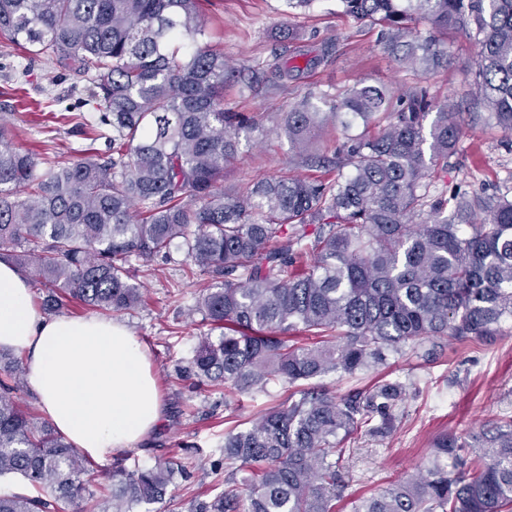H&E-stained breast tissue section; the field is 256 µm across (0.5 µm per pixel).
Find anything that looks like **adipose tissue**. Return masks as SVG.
Returning a JSON list of instances; mask_svg holds the SVG:
<instances>
[{
    "mask_svg": "<svg viewBox=\"0 0 512 512\" xmlns=\"http://www.w3.org/2000/svg\"><path fill=\"white\" fill-rule=\"evenodd\" d=\"M0 348L22 355L41 412L88 457H118L160 425L163 405L141 342L111 319L44 314L6 257H0Z\"/></svg>",
    "mask_w": 512,
    "mask_h": 512,
    "instance_id": "obj_1",
    "label": "adipose tissue"
}]
</instances>
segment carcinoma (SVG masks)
<instances>
[{"label":"carcinoma","instance_id":"1","mask_svg":"<svg viewBox=\"0 0 512 512\" xmlns=\"http://www.w3.org/2000/svg\"><path fill=\"white\" fill-rule=\"evenodd\" d=\"M343 12L382 27L383 48L407 70L448 66L444 38L474 41L475 117L512 133V0H340ZM0 34L91 86L98 116L72 132L84 157L23 150L0 122V250L32 277L41 309L70 302L106 313L144 303L132 261H167L173 247L214 283L195 311L216 339L196 349L197 383L240 393L276 382L354 376L409 344L484 345L512 321V192L448 198L430 183L462 136L458 106L425 86L394 95L360 84L324 111L313 96L285 113L290 149L307 161L311 132L340 127L336 177L260 179L226 196L224 168L240 131L260 128L224 110L235 71L208 44L200 0H0ZM304 66L285 60L288 81ZM374 126L377 133L353 132ZM316 339L302 345L288 335ZM23 362L0 352V477L35 495L0 492V512H139L165 498L188 466L172 459L129 468L117 458L101 496L88 461L11 391ZM407 385L382 381L338 396L303 387L224 436V460L242 478L193 512H335L333 457L359 432L387 437ZM425 472L355 504L353 512H512V417L468 439L443 434Z\"/></svg>","mask_w":512,"mask_h":512}]
</instances>
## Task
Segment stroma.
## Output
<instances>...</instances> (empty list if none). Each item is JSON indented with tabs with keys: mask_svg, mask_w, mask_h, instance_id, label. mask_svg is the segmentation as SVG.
I'll use <instances>...</instances> for the list:
<instances>
[{
	"mask_svg": "<svg viewBox=\"0 0 512 512\" xmlns=\"http://www.w3.org/2000/svg\"><path fill=\"white\" fill-rule=\"evenodd\" d=\"M201 10L212 42L223 47L240 72L224 89L225 108L251 114L261 124L259 131L239 138L236 156L224 172L228 196L260 179L304 173L280 123L306 94L321 96L326 110L360 83L386 85L398 94L425 85L437 100L459 103L470 93L475 48L462 33L448 40L447 67L422 73L402 68L384 51L380 28L345 15L340 0H315L306 11L288 8L286 0H201ZM327 45L332 48L327 61L299 79L280 82L272 75L276 52L288 48L315 54ZM89 90L86 81L68 70L28 57L0 37V103L10 107L17 147L37 150L52 140L67 151L83 149L84 140L69 124L41 127L35 105L49 102L54 112L62 113L78 107ZM465 120L457 152L433 181L432 193L452 199L463 192L512 190V134L485 127L470 114ZM163 268L158 275L136 268L147 303L121 321L149 354L165 418L147 442L125 456L151 465L171 449H182L192 464L189 477L177 480L165 500L150 510L191 512L194 499L224 480L216 468L224 463L219 447L225 435L277 403L288 387L276 383L263 392L239 394L194 386L191 362L207 332L194 305L208 279L188 272L182 249L173 250ZM376 375L408 383L398 409L402 419L386 439L358 434L350 440L351 452L341 461L346 486L336 512H353L358 501L416 476L426 466L436 436L448 432L465 438L504 413L512 414V323H505L489 346L448 344L434 363L404 348Z\"/></svg>",
	"mask_w": 512,
	"mask_h": 512,
	"instance_id": "obj_1",
	"label": "stroma"
}]
</instances>
